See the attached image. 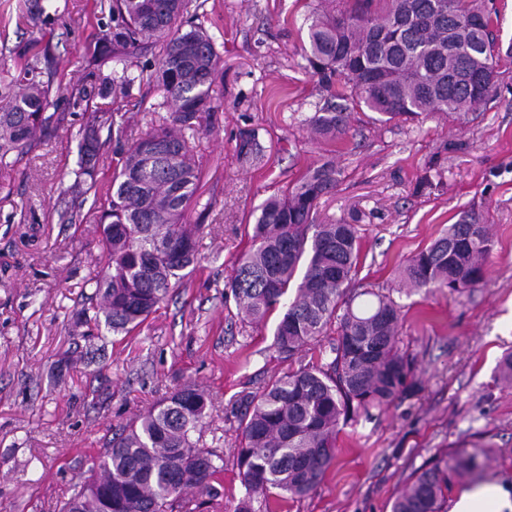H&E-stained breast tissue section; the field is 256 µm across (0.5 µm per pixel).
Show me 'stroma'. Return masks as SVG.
Listing matches in <instances>:
<instances>
[{"instance_id": "1", "label": "stroma", "mask_w": 512, "mask_h": 512, "mask_svg": "<svg viewBox=\"0 0 512 512\" xmlns=\"http://www.w3.org/2000/svg\"><path fill=\"white\" fill-rule=\"evenodd\" d=\"M23 0H0V78L28 58L33 39L51 47V122L42 140L0 170V512H57L84 481L92 455L118 426L192 382L214 409L202 434L224 459L215 499L190 494L199 512H234L245 489L235 450L245 395L291 367L273 346L274 321L248 323L224 301V283L248 249L253 211L305 169L335 159L343 177L318 208L322 223L357 220L360 279L389 292L404 314L400 335L417 391L342 427L337 457L309 495L255 502L256 512H390L413 471L445 451H485L481 479L512 497V383L498 364L512 351V0H493L496 90L479 111L382 123L351 110L341 140L316 137L309 119L321 94L305 70L306 17L318 0H189L213 36L221 107L190 140L199 175L190 223L203 227L187 287L172 293L130 336L103 330L76 347L71 313L86 304L101 266L98 218L118 157L102 145L98 187L81 219L60 223L58 202L82 144L75 88L112 73L97 66L100 0H51L49 18H20ZM163 92L145 83L125 109L139 136L165 116ZM256 130L263 157L238 153ZM489 227L493 251L483 285L464 295L406 294L398 270L460 213Z\"/></svg>"}]
</instances>
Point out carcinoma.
<instances>
[{"label": "carcinoma", "instance_id": "obj_1", "mask_svg": "<svg viewBox=\"0 0 512 512\" xmlns=\"http://www.w3.org/2000/svg\"><path fill=\"white\" fill-rule=\"evenodd\" d=\"M99 59L112 63V81L99 94L132 96V59L163 41L149 79L171 110L162 123L127 145L112 175L99 217L104 265L94 280L99 302L76 312L80 340L92 344L105 325L114 334L141 326L197 263L200 224L185 223L198 173L185 133L201 130L215 109L211 94L221 57L204 24L182 23L186 0H103ZM306 69L325 94L310 119L314 131L346 134L350 108L365 107L384 122L438 113L459 116L489 101L495 85V36L485 0H322L306 19ZM189 29H184V26ZM45 47L0 81V166L23 154L50 123V81L39 67ZM134 116L117 107L87 122L71 193L96 182L99 131L128 140ZM254 130L238 152L261 156ZM342 171L319 162L280 196L258 208L251 249L224 284V302L260 323L281 312L273 335L290 361L335 335L327 361L308 362L246 398L236 466L246 489L234 512H254V495L302 498L323 480L336 457L340 423L391 405L417 385L412 360L399 346L402 306L391 295L360 290L358 225L318 224L319 201L336 190ZM493 241L474 214L456 223L402 268L406 286L464 294L483 283ZM372 300L354 307L360 296ZM212 399L187 383L147 413L112 433L91 458L88 477L59 512H176L185 494L216 495L221 456L200 445ZM481 475L478 454L433 457L410 478L391 512H442L450 473Z\"/></svg>", "mask_w": 512, "mask_h": 512}]
</instances>
